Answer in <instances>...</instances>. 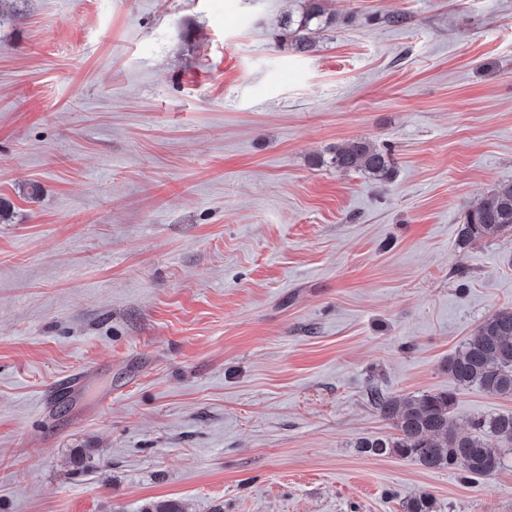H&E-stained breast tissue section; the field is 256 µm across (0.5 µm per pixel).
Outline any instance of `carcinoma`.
Here are the masks:
<instances>
[{
    "instance_id": "1",
    "label": "carcinoma",
    "mask_w": 512,
    "mask_h": 512,
    "mask_svg": "<svg viewBox=\"0 0 512 512\" xmlns=\"http://www.w3.org/2000/svg\"><path fill=\"white\" fill-rule=\"evenodd\" d=\"M327 0H303L299 14H286L278 24L279 42L299 53L316 50L314 31L337 22L326 8ZM330 164L341 171H358L377 181H387L394 171L391 150L360 139L338 145ZM512 231V181L495 185L464 215L460 240L493 239ZM448 376L464 388L476 387L512 397V306L485 317L453 355L448 357ZM371 401L378 414L396 431L392 437H361L356 447L375 456L395 455L425 468L450 469L478 483L506 465L501 452L487 446L486 438L512 447V411L470 419L468 430L449 426L454 393L442 391L413 396H393L373 388Z\"/></svg>"
}]
</instances>
